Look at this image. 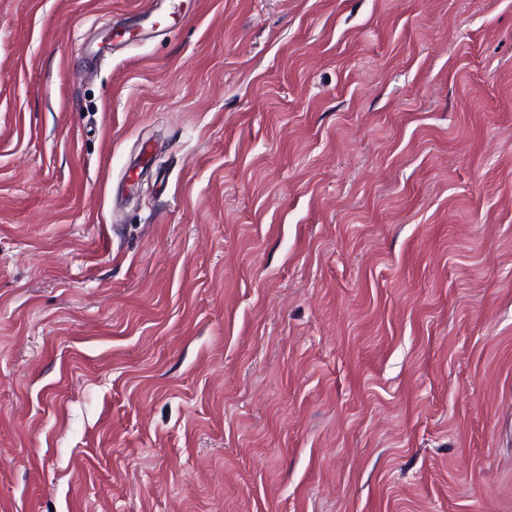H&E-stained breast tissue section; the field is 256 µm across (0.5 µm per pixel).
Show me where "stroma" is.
I'll return each instance as SVG.
<instances>
[{"instance_id":"obj_1","label":"stroma","mask_w":512,"mask_h":512,"mask_svg":"<svg viewBox=\"0 0 512 512\" xmlns=\"http://www.w3.org/2000/svg\"><path fill=\"white\" fill-rule=\"evenodd\" d=\"M0 512H512V0H0Z\"/></svg>"}]
</instances>
